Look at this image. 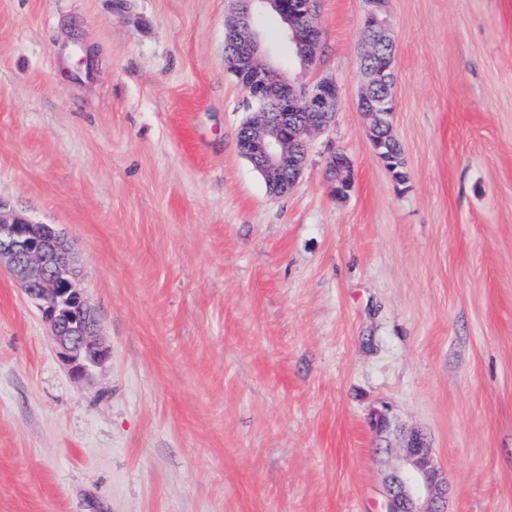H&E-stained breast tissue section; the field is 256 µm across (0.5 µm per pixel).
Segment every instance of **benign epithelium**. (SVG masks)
Returning a JSON list of instances; mask_svg holds the SVG:
<instances>
[{
  "instance_id": "1",
  "label": "benign epithelium",
  "mask_w": 512,
  "mask_h": 512,
  "mask_svg": "<svg viewBox=\"0 0 512 512\" xmlns=\"http://www.w3.org/2000/svg\"><path fill=\"white\" fill-rule=\"evenodd\" d=\"M263 7L274 9L297 47L300 69H310L323 51L317 24L318 0H233L225 20V47L243 60L230 71L256 104L238 143L241 154L262 175L269 190L286 194L308 158L313 136L331 127L339 100L336 81L327 77L302 83L278 73L266 62L259 32L253 23ZM362 57L364 88L359 109L364 116L389 114L393 98L392 70L378 69L372 60L392 44L386 0H365ZM330 192L344 195L353 186L354 169L342 153L327 158ZM6 266L48 325L58 357L82 376L109 356L100 339L98 319L81 286L70 242L49 224H39L0 199V267ZM404 458L388 476L385 512H447L448 480L437 468L431 448L419 436L403 449Z\"/></svg>"
}]
</instances>
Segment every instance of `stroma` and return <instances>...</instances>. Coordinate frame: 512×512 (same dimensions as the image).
<instances>
[{"instance_id": "obj_1", "label": "stroma", "mask_w": 512, "mask_h": 512, "mask_svg": "<svg viewBox=\"0 0 512 512\" xmlns=\"http://www.w3.org/2000/svg\"><path fill=\"white\" fill-rule=\"evenodd\" d=\"M232 6L0 0V199L69 238L110 350L73 379L0 271V512H383L415 433L450 512H512V0H388L402 183L364 0H320L305 72L265 18L272 66L340 89L282 196L238 149ZM364 3L363 37L366 50L362 57L364 88L359 99V109L363 113L368 126V116L371 115V112H381L389 115V117L392 115V113H389V105L393 98L392 70L389 68H375L371 62L385 46L393 44V41L387 28L386 1L365 0ZM389 84H391L390 87L387 86ZM379 87H383V92L377 91L374 94L373 91ZM368 131L374 146L384 141V138L379 136L376 129H370L368 126ZM375 148L379 154L380 147L375 146ZM386 135L388 136V140H391V142H384L382 154H386L388 156L387 166L392 172L393 177L398 182H403L406 179L405 162L402 158L400 145L392 134L391 122L386 130ZM326 174L332 195H344L353 186L354 169L351 161L342 153H330L326 162Z\"/></svg>"}]
</instances>
